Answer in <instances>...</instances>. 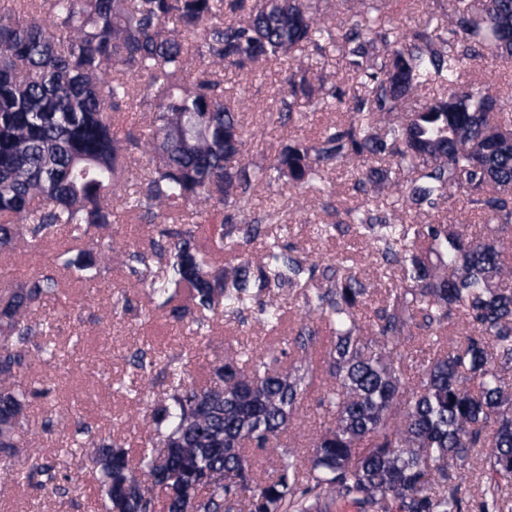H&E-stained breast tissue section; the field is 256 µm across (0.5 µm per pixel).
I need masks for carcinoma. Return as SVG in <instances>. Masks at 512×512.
Wrapping results in <instances>:
<instances>
[{
    "label": "carcinoma",
    "instance_id": "carcinoma-1",
    "mask_svg": "<svg viewBox=\"0 0 512 512\" xmlns=\"http://www.w3.org/2000/svg\"><path fill=\"white\" fill-rule=\"evenodd\" d=\"M16 2L0 13V251L63 228L89 238L112 224L116 200L158 224L148 248L127 251L130 273L196 335L217 313L231 321L250 309L275 332L286 317L280 296L298 291L334 337L320 399L333 417L303 461L280 437L314 384L319 329L309 323L284 348L225 356L200 388L172 370L176 384L150 410L135 465L125 444L92 440L75 421L73 452L91 463L107 512H327L335 500L363 512H512V114L468 75L488 53L512 58V0H448L451 28L404 35L384 0H344L339 30L314 0H41L44 18L26 15L31 0ZM329 44L362 93L347 101L299 66L278 119L304 99L348 120L253 163L224 105V69ZM191 56L203 69L187 84ZM431 84L443 93L406 109ZM134 102L149 108L147 132L122 134L116 116ZM134 153L149 167L127 192ZM340 165L354 167L362 202L315 230L330 237L356 224L373 242L391 287L371 324L359 318L370 288L352 257L323 267L261 220L233 214L203 244L201 226L183 220L200 200L243 214L258 184L313 188ZM457 192L467 218L449 224L440 212ZM471 216L496 234L465 233ZM241 235L267 236L259 257L217 263ZM111 261L110 249L64 248L0 293V456L18 452L29 398L51 393L17 382L26 347L43 334L30 313L59 295L57 271L90 283ZM454 314L468 332L446 343ZM415 330L436 352L412 382L396 346ZM255 451L279 458L265 477L255 476ZM22 477L54 490L67 479L48 463Z\"/></svg>",
    "mask_w": 512,
    "mask_h": 512
}]
</instances>
